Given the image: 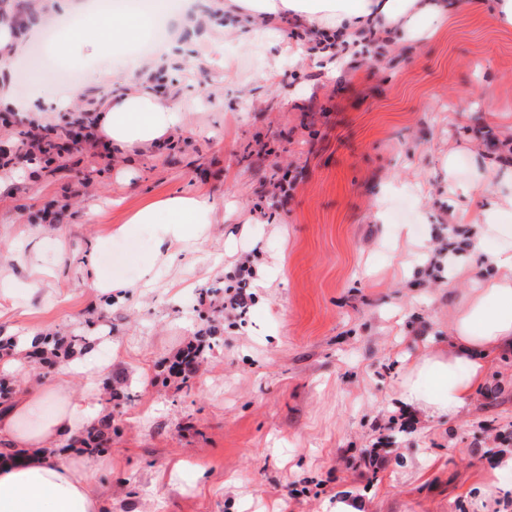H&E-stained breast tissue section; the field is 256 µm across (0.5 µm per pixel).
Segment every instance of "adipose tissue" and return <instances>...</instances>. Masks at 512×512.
Returning <instances> with one entry per match:
<instances>
[{"mask_svg": "<svg viewBox=\"0 0 512 512\" xmlns=\"http://www.w3.org/2000/svg\"><path fill=\"white\" fill-rule=\"evenodd\" d=\"M150 13L123 8L101 16L77 0V29L65 33L55 46L62 60L112 57L143 37L154 21L200 18L197 0H152ZM229 23L225 33L244 46L267 32L279 43L284 21L322 32L348 44L366 36L379 39L385 48L414 43L436 33L448 20L450 0H224ZM125 90L112 94L99 113L98 127L113 151L147 152L170 141L182 126V114L171 108L144 80L141 64L123 73ZM451 191L466 200L482 201L475 224L479 248L493 267L489 277L471 278L464 263L452 273L470 277L469 299L458 313L447 351L423 349L406 357L396 398L400 404L428 419H452L470 405L475 391L486 380L496 353L512 347V195L488 201L493 172L472 165L458 169L456 153L445 165ZM215 221L209 196H172L136 211L120 228L130 235L137 225L155 227L156 257L177 259L180 243L199 237ZM70 377L60 374L46 388L14 399L0 413V443L10 455L0 457V512H110L112 498L94 481L85 464L61 456L59 447L72 435L94 423L91 393L74 394ZM56 400L59 410L38 430L28 431L21 419L34 414L41 402Z\"/></svg>", "mask_w": 512, "mask_h": 512, "instance_id": "1", "label": "adipose tissue"}]
</instances>
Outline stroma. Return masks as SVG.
<instances>
[{"instance_id": "35a3bbf8", "label": "stroma", "mask_w": 512, "mask_h": 512, "mask_svg": "<svg viewBox=\"0 0 512 512\" xmlns=\"http://www.w3.org/2000/svg\"><path fill=\"white\" fill-rule=\"evenodd\" d=\"M42 31L22 33L23 57L0 85L28 94L35 63L49 68L47 94L111 96L112 81L89 83L88 60L47 65ZM282 33L283 51L226 39L230 82L216 68L172 66L169 101L184 113L177 149L109 162L87 154L62 177L16 170L0 194V333L91 336V319L111 322L107 360L71 387L123 381L111 404L120 425L90 460L112 512H497L504 491L483 455L494 434L484 424L512 451V349L459 416L417 414L405 431L391 418L403 357L447 344L470 288L429 273L431 249L456 226L466 265L490 270L451 211L444 160L455 150L460 164L491 163L483 130L512 139V28L456 0L435 36L379 61L356 50L335 76L298 56L290 27ZM286 174L295 187L284 196L275 186ZM198 192L215 202L214 224L145 273L151 227L131 237L118 227L149 203ZM53 200L68 206L64 223H29ZM99 237L112 245L97 264L122 284L109 304L86 264ZM245 258L262 271L246 314L220 319L222 339L191 387L156 382L212 318L206 291L227 287ZM379 441L386 464L360 466Z\"/></svg>"}]
</instances>
